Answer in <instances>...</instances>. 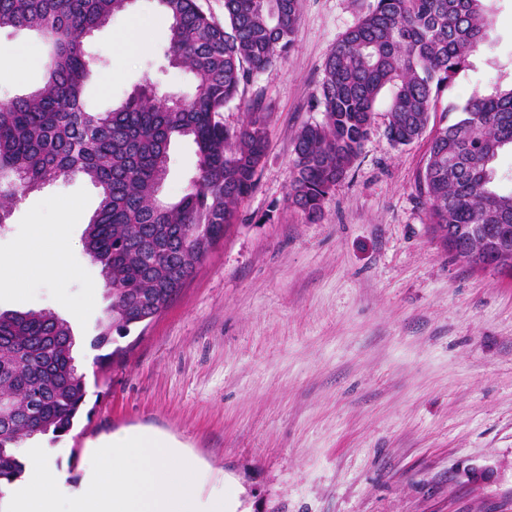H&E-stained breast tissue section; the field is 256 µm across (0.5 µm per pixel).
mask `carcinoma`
Instances as JSON below:
<instances>
[{
	"label": "carcinoma",
	"mask_w": 512,
	"mask_h": 512,
	"mask_svg": "<svg viewBox=\"0 0 512 512\" xmlns=\"http://www.w3.org/2000/svg\"><path fill=\"white\" fill-rule=\"evenodd\" d=\"M170 16L167 57L188 71L190 96L135 87L107 112H89L83 88L99 59L86 37L130 7L128 0H0V29L38 33L47 46L44 84L0 101V224L31 190L83 174L100 202L83 247L101 269L110 296L91 347L127 336L178 295L195 266L223 238L253 192L268 143L252 111L238 128L218 120L255 73L269 72L291 49L299 0H224L225 26L199 0H155ZM492 23L489 0H376L342 34L324 63V120L294 139L288 200L307 220L321 217L329 193L347 175L368 136L383 89L389 139H419L439 93L469 66ZM174 137L195 145L197 176L177 200L160 189ZM512 149V84L473 89L448 106L431 137L417 189L433 238L446 250L512 254V191L495 188L494 162ZM69 323L51 311L0 312V396L13 408L0 418V480L24 472L18 448L37 435L70 434L85 401Z\"/></svg>",
	"instance_id": "carcinoma-1"
}]
</instances>
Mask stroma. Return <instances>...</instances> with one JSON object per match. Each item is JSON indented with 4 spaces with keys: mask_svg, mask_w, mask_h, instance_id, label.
<instances>
[{
    "mask_svg": "<svg viewBox=\"0 0 512 512\" xmlns=\"http://www.w3.org/2000/svg\"><path fill=\"white\" fill-rule=\"evenodd\" d=\"M374 3L299 0L291 50L220 114L230 129L251 108L266 119L254 192L169 306L115 338L105 375L94 374L90 341L110 300L80 244L97 189L77 175L14 205L0 262L22 248L31 259L0 289V310L69 319L87 382L72 433L22 448L49 449L69 483L101 439L145 430L200 462L203 492L232 482L244 512H512V277L433 240L416 190L429 135L391 143L382 91L362 152L320 219L288 201L294 136L323 119L325 59ZM169 25L154 0H135L86 38L106 61L84 90L89 110L115 108L147 80L193 93L192 76L165 55ZM132 36L140 47L123 48ZM488 41L440 93L432 122L475 87L512 81V0H494ZM45 57L35 34L0 30V99L37 86ZM196 173L192 142L172 141L162 197H181ZM63 229L75 242L64 280L54 272ZM73 305L83 318H70Z\"/></svg>",
    "mask_w": 512,
    "mask_h": 512,
    "instance_id": "35a3bbf8",
    "label": "stroma"
}]
</instances>
